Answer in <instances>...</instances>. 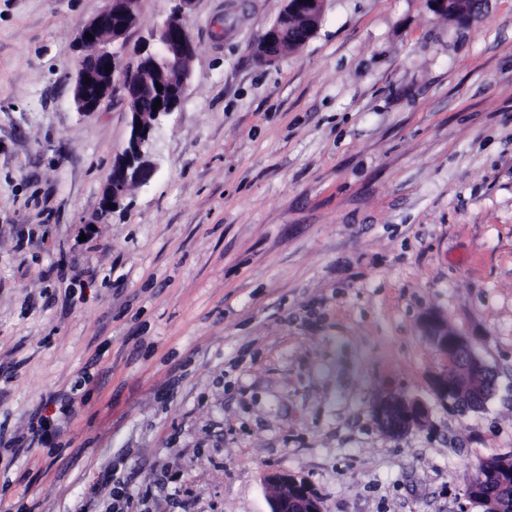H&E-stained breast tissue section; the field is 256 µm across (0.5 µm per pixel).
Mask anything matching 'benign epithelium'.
<instances>
[{
	"instance_id": "obj_1",
	"label": "benign epithelium",
	"mask_w": 512,
	"mask_h": 512,
	"mask_svg": "<svg viewBox=\"0 0 512 512\" xmlns=\"http://www.w3.org/2000/svg\"><path fill=\"white\" fill-rule=\"evenodd\" d=\"M107 8L86 23L79 31L77 41L81 56L77 64L74 98L78 111L93 113L110 97L115 83L122 84L132 94L140 69L132 65L116 70L114 45L139 22L137 12L128 9L139 0H107ZM176 7L161 25L150 34L143 53L148 55L145 65L155 71L177 68L194 54L187 10L200 0H178ZM324 0H294L279 19L263 34L254 48L261 63L275 61L291 42L306 41L316 31L322 15ZM429 9L437 15H448L466 20L479 11L473 0H428ZM93 38H85V34ZM185 85L172 91L167 103L155 112H133L130 137L123 153L114 161L102 189L100 216L112 213L125 198L129 183H146L154 169L148 161L156 126L161 119L177 110L183 100ZM422 330L437 352L441 369L432 381L434 399L457 412L482 407L490 398L487 388H481L477 397H462L448 385V371L460 373H488L490 368L476 350L472 338L448 330V324L436 315L422 320ZM373 412L380 428L390 436H401L425 425L428 406L416 399L385 395L378 399ZM265 481L271 490L269 512H322L321 495L306 479L288 473L270 472Z\"/></svg>"
}]
</instances>
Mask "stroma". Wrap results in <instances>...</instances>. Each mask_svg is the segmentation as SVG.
Returning <instances> with one entry per match:
<instances>
[{
    "mask_svg": "<svg viewBox=\"0 0 512 512\" xmlns=\"http://www.w3.org/2000/svg\"><path fill=\"white\" fill-rule=\"evenodd\" d=\"M107 0H0V512H268L271 471L324 512H482L512 454V0H324L270 64L286 0H199L152 180L99 219L127 93L78 112ZM175 0H140L119 67ZM428 313L472 336L487 404H435ZM432 405L393 437L384 394ZM47 421L43 443L29 433ZM286 11L279 19L263 34L262 38L254 48L256 59L260 63L275 61L285 51L286 46L291 42H306L316 31L322 15L324 0H293ZM300 16L306 21V28L297 30V34L288 37V21L290 26L294 23V17ZM429 9L437 15H448L466 20L479 11L473 0H428Z\"/></svg>",
    "mask_w": 512,
    "mask_h": 512,
    "instance_id": "35a3bbf8",
    "label": "stroma"
}]
</instances>
